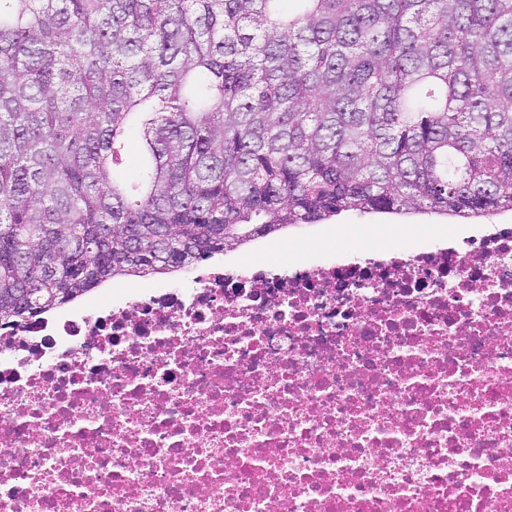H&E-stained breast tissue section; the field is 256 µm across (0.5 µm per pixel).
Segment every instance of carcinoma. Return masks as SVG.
I'll use <instances>...</instances> for the list:
<instances>
[{
    "mask_svg": "<svg viewBox=\"0 0 512 512\" xmlns=\"http://www.w3.org/2000/svg\"><path fill=\"white\" fill-rule=\"evenodd\" d=\"M282 2L0 0L1 325L343 212L512 211V0Z\"/></svg>",
    "mask_w": 512,
    "mask_h": 512,
    "instance_id": "carcinoma-1",
    "label": "carcinoma"
}]
</instances>
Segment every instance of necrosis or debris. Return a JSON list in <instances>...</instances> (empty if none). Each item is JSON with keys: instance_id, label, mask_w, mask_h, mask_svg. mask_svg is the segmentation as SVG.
Listing matches in <instances>:
<instances>
[{"instance_id": "necrosis-or-debris-1", "label": "necrosis or debris", "mask_w": 512, "mask_h": 512, "mask_svg": "<svg viewBox=\"0 0 512 512\" xmlns=\"http://www.w3.org/2000/svg\"><path fill=\"white\" fill-rule=\"evenodd\" d=\"M0 327V512H512V224Z\"/></svg>"}]
</instances>
